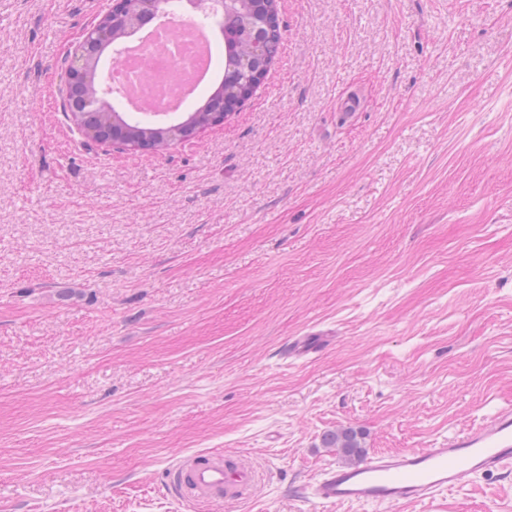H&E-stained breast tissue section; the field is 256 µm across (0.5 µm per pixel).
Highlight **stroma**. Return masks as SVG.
<instances>
[{
    "mask_svg": "<svg viewBox=\"0 0 512 512\" xmlns=\"http://www.w3.org/2000/svg\"><path fill=\"white\" fill-rule=\"evenodd\" d=\"M109 2L0 0V512H212L164 481L220 450L259 475L228 512H312L325 432L512 402V0H280L252 97L152 152L67 117ZM328 512H512V467ZM84 46L85 38H83L79 46L72 54L67 68V76L69 81L72 83H79L86 79L87 65L85 58L91 70H95L98 64L96 49L93 46L85 47L84 56Z\"/></svg>",
    "mask_w": 512,
    "mask_h": 512,
    "instance_id": "1",
    "label": "stroma"
}]
</instances>
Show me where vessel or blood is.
I'll use <instances>...</instances> for the list:
<instances>
[{
    "label": "vessel or blood",
    "mask_w": 512,
    "mask_h": 512,
    "mask_svg": "<svg viewBox=\"0 0 512 512\" xmlns=\"http://www.w3.org/2000/svg\"><path fill=\"white\" fill-rule=\"evenodd\" d=\"M512 465V406L479 425L443 437L424 448L373 454L355 465L324 468L309 487L318 506L333 503L395 505L435 499L474 475ZM175 496L230 506L256 486L258 474L245 458L202 452L183 458L169 473Z\"/></svg>",
    "instance_id": "obj_1"
}]
</instances>
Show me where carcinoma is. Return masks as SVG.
<instances>
[{
	"instance_id": "obj_1",
	"label": "carcinoma",
	"mask_w": 512,
	"mask_h": 512,
	"mask_svg": "<svg viewBox=\"0 0 512 512\" xmlns=\"http://www.w3.org/2000/svg\"><path fill=\"white\" fill-rule=\"evenodd\" d=\"M224 76L217 88L218 94L191 112L182 122L173 126H157L145 120L126 121L127 139L146 150L163 147L173 140L195 135L211 125L212 114L229 111L239 101V95L253 87V72L275 60L282 40L279 13L268 6V0H239L233 13L224 14ZM260 46H254V42ZM97 80L93 79L68 94V109L75 114L82 109L83 100L97 94ZM114 108L105 104L96 113L97 126L112 142V114ZM323 446L336 449L348 463L359 462L365 454L363 433L353 427H343L326 434Z\"/></svg>"
}]
</instances>
